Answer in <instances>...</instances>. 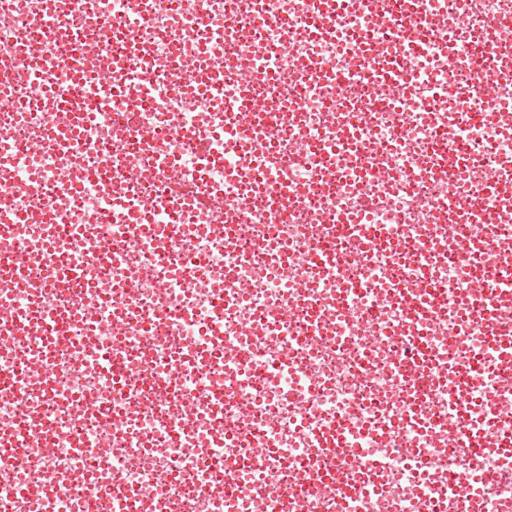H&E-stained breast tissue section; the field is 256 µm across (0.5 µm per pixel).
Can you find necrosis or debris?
I'll use <instances>...</instances> for the list:
<instances>
[{
    "label": "necrosis or debris",
    "instance_id": "obj_1",
    "mask_svg": "<svg viewBox=\"0 0 512 512\" xmlns=\"http://www.w3.org/2000/svg\"><path fill=\"white\" fill-rule=\"evenodd\" d=\"M343 4L323 31L320 0H0L20 101L0 105V211L29 217L0 234L30 273L7 294L64 315L0 327V377L55 343L0 397L26 462L0 506L113 512L114 477L132 512H281L275 488L291 512H512V371L491 346L512 307L484 310L512 215L472 205L490 171L512 180V0H428L413 56L393 0ZM37 86L92 106L60 117ZM69 264L83 278L42 301ZM446 362L455 388L417 387ZM331 428L356 456L324 455ZM481 432L497 443L471 454Z\"/></svg>",
    "mask_w": 512,
    "mask_h": 512
}]
</instances>
